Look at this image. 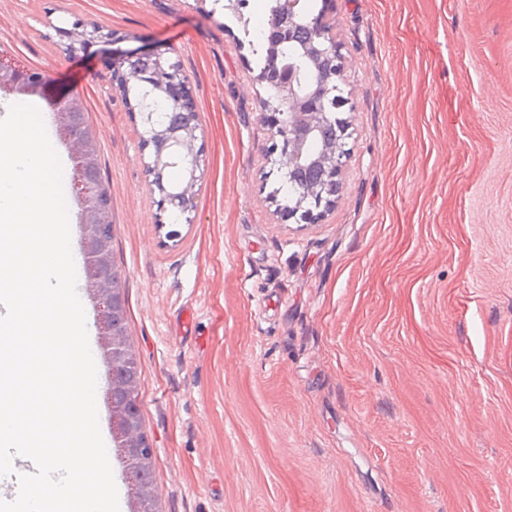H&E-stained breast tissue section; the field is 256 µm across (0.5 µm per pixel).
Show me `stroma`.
<instances>
[{
    "label": "stroma",
    "mask_w": 512,
    "mask_h": 512,
    "mask_svg": "<svg viewBox=\"0 0 512 512\" xmlns=\"http://www.w3.org/2000/svg\"><path fill=\"white\" fill-rule=\"evenodd\" d=\"M350 156L322 221L268 193L239 17L271 0H0V48L97 132L161 512H512V0H310ZM100 27L108 42L70 51ZM189 78L199 181L161 211L114 54Z\"/></svg>",
    "instance_id": "1"
}]
</instances>
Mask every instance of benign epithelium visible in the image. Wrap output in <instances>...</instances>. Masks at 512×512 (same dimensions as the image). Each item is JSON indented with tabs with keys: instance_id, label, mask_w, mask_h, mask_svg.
<instances>
[{
	"instance_id": "obj_1",
	"label": "benign epithelium",
	"mask_w": 512,
	"mask_h": 512,
	"mask_svg": "<svg viewBox=\"0 0 512 512\" xmlns=\"http://www.w3.org/2000/svg\"><path fill=\"white\" fill-rule=\"evenodd\" d=\"M303 2L277 0L273 7L264 36L267 54L273 55V50L297 35L302 36V44L299 61L290 64L288 72H280L274 64L257 75V81L266 90V96L258 100V107L267 117L265 124L270 133L282 141L280 156L272 161L277 172L292 179L309 164L323 171V180L301 185L287 203L290 217L299 223H314L320 221L334 203L349 150L347 142L339 139L322 143L314 153L307 151L308 142L320 136L340 116L341 106L336 104V98L341 93L343 77L336 66L340 59L339 45L325 11L313 15L303 8ZM113 64L126 70L137 85L149 87L163 98L188 86L177 62L163 50L124 51L115 56ZM0 83L22 84L27 91L36 93L46 84V76L0 55ZM176 104L182 112L171 126L159 124L152 112L140 113V141L145 148L153 145L158 149L157 154L144 162L146 168L155 172L174 162L182 165L183 181L175 193L161 196L160 205L164 209L179 207L188 211L192 208L199 180L198 153L194 151L199 126L187 99L179 98ZM69 107L72 112L61 122L60 131L70 144L76 162L74 190L82 209L88 290L97 306L102 349L112 371L109 394L115 448L124 466L125 481L134 504L132 512H159L152 481L153 448L141 417L138 376L126 372L132 364L133 349L126 326L120 321L124 306L123 280L118 273L110 279L96 274L99 268L110 264L111 198L105 188L86 182L85 170L98 161L97 142L93 131L73 126L74 111L83 110L82 104L73 97L59 103L63 111Z\"/></svg>"
}]
</instances>
